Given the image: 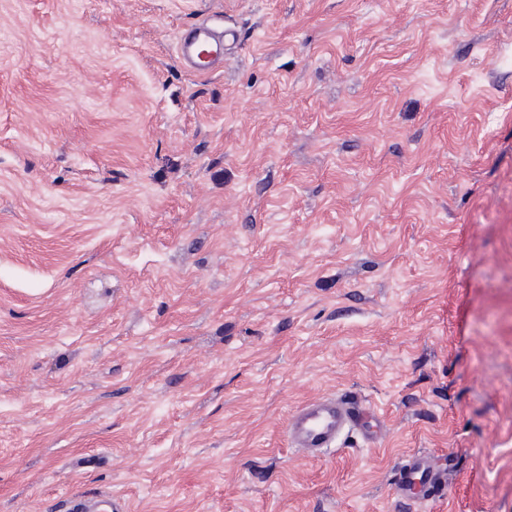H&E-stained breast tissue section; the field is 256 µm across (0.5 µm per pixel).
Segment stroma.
I'll use <instances>...</instances> for the list:
<instances>
[{"mask_svg": "<svg viewBox=\"0 0 512 512\" xmlns=\"http://www.w3.org/2000/svg\"><path fill=\"white\" fill-rule=\"evenodd\" d=\"M346 391L377 444L291 451ZM98 494L512 512V0H0V512ZM236 32L211 18L186 28L178 37L177 52L182 66L199 76H208L224 65V57L236 41ZM428 490L444 496L448 491V469L435 465L427 455L414 453L400 465L394 482V494L402 502H417L415 490Z\"/></svg>", "mask_w": 512, "mask_h": 512, "instance_id": "obj_1", "label": "stroma"}]
</instances>
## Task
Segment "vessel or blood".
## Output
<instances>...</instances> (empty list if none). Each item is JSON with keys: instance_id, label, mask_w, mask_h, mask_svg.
Wrapping results in <instances>:
<instances>
[{"instance_id": "obj_1", "label": "vessel or blood", "mask_w": 512, "mask_h": 512, "mask_svg": "<svg viewBox=\"0 0 512 512\" xmlns=\"http://www.w3.org/2000/svg\"><path fill=\"white\" fill-rule=\"evenodd\" d=\"M236 32L211 18L186 28L178 37L177 52L182 66L199 76H208L224 64ZM382 424L373 406L348 393L328 395L298 407L288 420L287 434L297 453L317 457L337 447L350 434H359L373 444ZM438 495L448 491V471L434 464L427 455L414 453L400 465L394 482V494L403 502L415 501L416 490ZM67 512H125L122 498L114 495L89 496L69 503Z\"/></svg>"}]
</instances>
